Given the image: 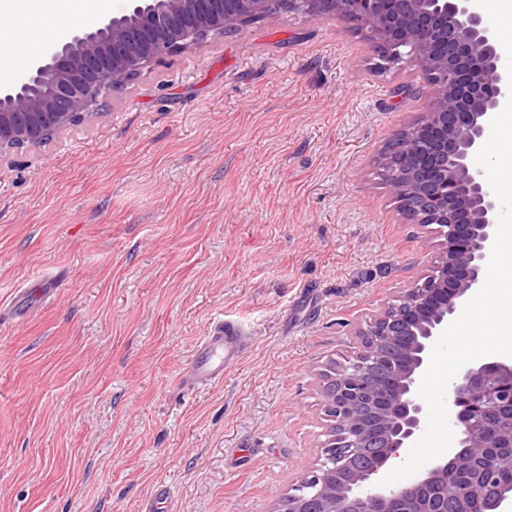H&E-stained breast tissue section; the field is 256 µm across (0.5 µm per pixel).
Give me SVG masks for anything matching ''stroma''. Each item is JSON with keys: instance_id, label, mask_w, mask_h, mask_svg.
<instances>
[{"instance_id": "stroma-1", "label": "stroma", "mask_w": 512, "mask_h": 512, "mask_svg": "<svg viewBox=\"0 0 512 512\" xmlns=\"http://www.w3.org/2000/svg\"><path fill=\"white\" fill-rule=\"evenodd\" d=\"M374 63L266 17L0 158V512H272L317 464L321 373L441 251L378 166L424 79ZM220 318L244 356L183 388Z\"/></svg>"}]
</instances>
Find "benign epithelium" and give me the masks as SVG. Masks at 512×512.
Wrapping results in <instances>:
<instances>
[{"label":"benign epithelium","mask_w":512,"mask_h":512,"mask_svg":"<svg viewBox=\"0 0 512 512\" xmlns=\"http://www.w3.org/2000/svg\"><path fill=\"white\" fill-rule=\"evenodd\" d=\"M280 13L342 19L372 45L378 68L405 63L422 73L428 110L399 130L380 165L406 217L433 227L443 251L358 325L359 350L325 372L320 463L273 512H448L473 499L498 512L512 483L486 499L481 481L512 471L511 356L474 360L451 381L455 447L409 483L379 485L426 428L418 388L432 347L482 285L497 229L499 203L472 158L508 99V75L505 50L473 0H128L51 46L24 76L0 80V155L90 121L166 58ZM477 459L481 479L450 483Z\"/></svg>","instance_id":"obj_1"}]
</instances>
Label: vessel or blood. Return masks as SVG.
<instances>
[{
    "mask_svg": "<svg viewBox=\"0 0 512 512\" xmlns=\"http://www.w3.org/2000/svg\"><path fill=\"white\" fill-rule=\"evenodd\" d=\"M248 342V336L235 321L211 325L192 355V368L184 377V384L195 388L222 381L225 369L239 360Z\"/></svg>",
    "mask_w": 512,
    "mask_h": 512,
    "instance_id": "vessel-or-blood-1",
    "label": "vessel or blood"
}]
</instances>
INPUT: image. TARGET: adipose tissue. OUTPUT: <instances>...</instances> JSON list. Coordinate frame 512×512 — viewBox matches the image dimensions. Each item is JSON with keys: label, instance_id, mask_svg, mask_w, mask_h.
Returning a JSON list of instances; mask_svg holds the SVG:
<instances>
[{"label": "adipose tissue", "instance_id": "ef3b65f1", "mask_svg": "<svg viewBox=\"0 0 512 512\" xmlns=\"http://www.w3.org/2000/svg\"><path fill=\"white\" fill-rule=\"evenodd\" d=\"M67 0H0V76H18L38 58L46 44L65 37Z\"/></svg>", "mask_w": 512, "mask_h": 512}]
</instances>
